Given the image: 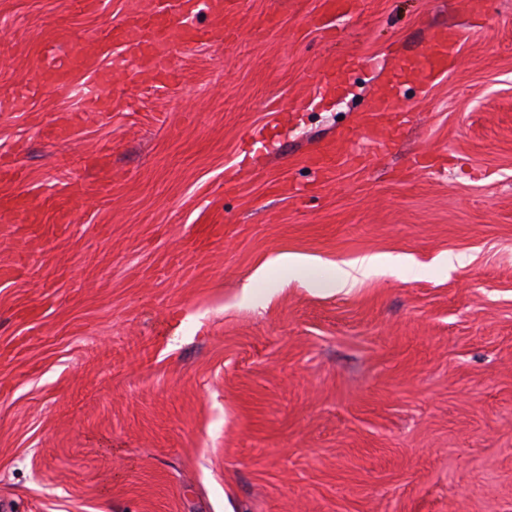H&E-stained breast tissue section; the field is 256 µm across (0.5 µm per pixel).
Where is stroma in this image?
Instances as JSON below:
<instances>
[{"mask_svg": "<svg viewBox=\"0 0 512 512\" xmlns=\"http://www.w3.org/2000/svg\"><path fill=\"white\" fill-rule=\"evenodd\" d=\"M150 2L0 0V96L28 99L0 110L23 173L0 198L42 218L0 212V512H512V0L446 75L407 81L396 153L328 179L306 156L432 28L467 24L459 0H356L322 29L320 0H204L237 36L183 50L174 83L127 66L104 115L89 78L43 84L48 46L95 50ZM332 57L343 87L300 110ZM423 146L440 159L413 169ZM202 196L224 215L205 248ZM283 253L303 277H257ZM376 253L416 266L313 288Z\"/></svg>", "mask_w": 512, "mask_h": 512, "instance_id": "stroma-1", "label": "stroma"}]
</instances>
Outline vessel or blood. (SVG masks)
Returning a JSON list of instances; mask_svg holds the SVG:
<instances>
[{"label":"vessel or blood","mask_w":512,"mask_h":512,"mask_svg":"<svg viewBox=\"0 0 512 512\" xmlns=\"http://www.w3.org/2000/svg\"><path fill=\"white\" fill-rule=\"evenodd\" d=\"M179 6L180 18L176 21L166 15L163 7L154 4L100 31V54L89 55L80 46H72L67 51L68 65L47 71L48 86L56 92L66 93L74 87L75 73L89 74L103 89L102 94L92 97L91 102L95 109L105 111L110 107V98L105 91L112 85L113 73L102 68L101 59L111 55L113 48H120L122 53L134 57L141 74L147 75L155 83L163 84L171 77L170 59L178 48L219 39L227 42L235 39L236 32L233 29L195 24L199 0H180ZM466 37V30L456 26L433 29L425 52L416 60L400 63L399 72L413 75L423 83L435 81L448 72ZM349 66V61L344 59L327 60L320 75L321 83L327 87L341 88L343 75ZM398 86L397 74L388 75L382 92L364 115L359 128L347 127L340 130L335 141L327 143L308 157L309 166L321 175L331 174L340 147L358 132L373 144L374 151L370 154L347 155L346 164L364 169L373 164L376 155L390 153L396 144L397 131L411 110Z\"/></svg>","instance_id":"obj_1"}]
</instances>
